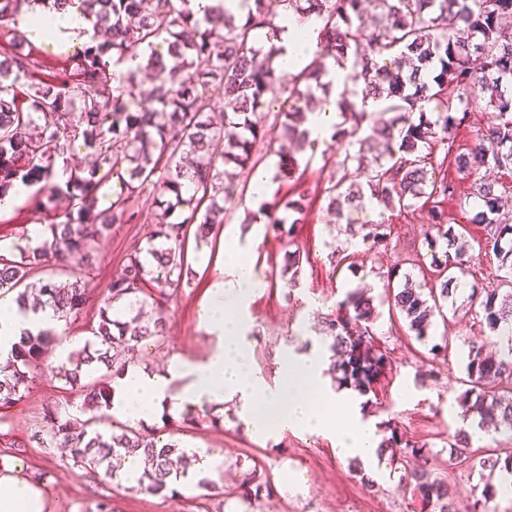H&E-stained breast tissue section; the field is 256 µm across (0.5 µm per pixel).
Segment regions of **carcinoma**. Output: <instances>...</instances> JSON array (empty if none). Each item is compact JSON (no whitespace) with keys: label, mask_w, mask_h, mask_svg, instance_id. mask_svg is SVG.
I'll return each mask as SVG.
<instances>
[{"label":"carcinoma","mask_w":512,"mask_h":512,"mask_svg":"<svg viewBox=\"0 0 512 512\" xmlns=\"http://www.w3.org/2000/svg\"><path fill=\"white\" fill-rule=\"evenodd\" d=\"M69 0H0V27L12 32L16 50L0 59V197L21 182L37 187L38 208L53 217L44 225L46 239L35 248L18 246L0 254V290L22 288L18 301L29 295L66 318L78 315L91 296L93 254L115 224L138 219L135 201L147 189L157 195L159 217L153 237L135 247L122 270L112 278L109 295L99 307L97 327L91 338L67 361L47 363L51 331L27 333L12 351L11 369H0V406L20 400L30 382V369L45 367L69 390L82 396L79 415L61 416L54 408L44 411L43 447L70 450L73 464L91 471L105 468L115 480L123 458L140 453L145 466L137 489L176 497L170 486L187 475L190 458L180 442H160L143 428L123 426L120 432L100 428L112 400L111 379L126 370L124 355L132 343L160 336L165 326V306L155 305L153 320L128 333L129 322L112 317L113 305L128 302L140 310L157 295L169 302L189 285L185 245L208 242L214 228L224 223V203L234 196V181L226 167L254 170L259 158L256 143L265 132L252 116L261 111L267 97L288 94L290 109L280 114V137L306 143L301 129L312 97V87L328 89L322 81L325 59L350 68L348 78L362 84L361 102L348 90L336 101L343 121L336 134L347 141L344 152L324 159L338 179L325 189L327 211L344 217V210L369 202L381 212L425 207L427 237L441 250L431 255L436 280L428 293L409 278L393 289L399 270L387 272L386 293L408 322L415 338L425 342L432 319L443 315L448 300L466 276L474 260L461 232L448 223L442 201L454 195V184L444 175L431 180L428 168H443L455 149L452 130L468 114L491 109L495 121L478 134L473 145L454 155L457 171L468 175L481 169H512V29L503 20L512 17V0H373L379 17L372 26L364 17L365 0H282L284 11L315 17L321 23V50L293 77L274 65L279 48L253 45L255 32L275 38V18L265 0H253L254 8L241 21L223 3L201 18L191 0H82L87 17L106 38L74 57L68 77L46 84L34 81L38 62L24 52L27 41L19 21L27 9L61 8ZM168 44V57L156 53V41ZM135 46L148 52L143 68L168 74L141 98L137 78L128 76L112 87L109 53L122 58ZM386 52L390 61L378 64L375 56ZM457 91L444 96L448 85ZM27 87L24 100L15 88ZM217 90L223 120L211 117L208 88ZM383 103V119L372 124L365 109L367 99ZM436 102L433 112L426 104ZM82 137L94 158L87 169L67 161L71 139ZM376 153V166L363 170L365 153ZM66 180H56L57 170ZM125 186L109 208L98 209L99 187L109 178ZM365 181H360V178ZM473 197L484 203L471 222L488 228L486 247L507 269L501 283L506 288H470L471 306L480 327L499 336L512 333V223L502 218L495 184L475 180ZM285 215H279V210ZM269 226L292 235L306 218V195L289 198L283 205L263 207ZM363 240L384 245L390 226H363ZM303 251L289 241L284 251L281 276L294 287L302 266ZM47 266L67 277L33 280ZM373 300L353 291L335 311L322 318L319 333L330 340L329 349L340 373L338 383L365 396L373 391L389 361L372 338ZM469 388L463 393L467 411L485 425L503 424L512 429V389L503 380L512 376V361L488 353L472 343L466 366ZM383 448H401L417 456L423 449L405 440L397 429L382 441ZM454 460L485 470L500 468L512 474V456L475 455L466 432L454 435ZM420 512H494L496 490L490 485L464 504L448 482L421 468L405 472ZM270 477L257 470L244 475L237 499L240 512H252L261 499L273 497Z\"/></svg>","instance_id":"cac0c4a2"}]
</instances>
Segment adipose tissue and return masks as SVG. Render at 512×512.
Listing matches in <instances>:
<instances>
[{
  "mask_svg": "<svg viewBox=\"0 0 512 512\" xmlns=\"http://www.w3.org/2000/svg\"><path fill=\"white\" fill-rule=\"evenodd\" d=\"M34 39L56 49L95 46V29L82 0H71L62 11H36L25 17ZM319 26L314 19L289 16L280 23L276 46L279 70L299 72L320 48ZM224 276L211 286L201 313L216 345L201 361L173 357L165 372L152 374L126 369L112 396L110 412L130 422L149 421L159 408L235 405L238 417L253 437L267 440L297 430L335 437L338 451L377 470L381 436L373 419L364 416L351 389L332 383L329 355L318 345L287 352L277 383H269L250 362V327L244 313L249 298L262 288L255 273L253 253L238 237L224 241ZM61 327L52 309L24 308L15 293L0 295V362L24 333ZM41 485L19 469L0 468V512H44Z\"/></svg>",
  "mask_w": 512,
  "mask_h": 512,
  "instance_id": "1",
  "label": "adipose tissue"
}]
</instances>
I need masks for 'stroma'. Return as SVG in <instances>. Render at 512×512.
<instances>
[{
	"label": "stroma",
	"instance_id": "stroma-1",
	"mask_svg": "<svg viewBox=\"0 0 512 512\" xmlns=\"http://www.w3.org/2000/svg\"><path fill=\"white\" fill-rule=\"evenodd\" d=\"M285 96L268 100L254 116L266 132L257 143L261 170L277 167L279 158L267 154L268 140L278 138L277 113L286 111ZM345 141H330L291 149L290 154L306 171L302 182L288 177L273 180L265 202L287 200L306 192L310 207L306 220L297 227L298 243L305 258L297 287L287 278L274 275L282 259L286 239L265 224L245 223L246 197L251 196L254 176L246 172L236 179L242 192L229 214V223L218 226L208 244L187 246V262L195 271L192 285L182 288L169 303L164 335L137 344L131 363L147 372L164 370L173 356L205 359L215 346L201 318V306L211 284L221 275L224 235L235 232L254 238L256 268L265 282L248 302L252 323L250 349L252 366L268 379H275L279 361L286 350L323 343L317 329L318 313L334 310L347 293L369 288L376 319L375 343L386 351L391 369L380 378L361 408L379 427L396 426L405 438L423 446L438 477L448 481L460 501L480 494L485 479L479 470L454 464L450 459L452 436L470 430L462 412L460 396L466 390V364L469 340L486 341L490 350L503 353L500 337H484L479 326L463 317L468 290L460 289L443 305L444 318L435 319L429 343H444L448 349L433 359L428 345L417 341L398 310L389 307L383 284L393 266H400L414 282H422L430 272V250L425 242L427 226L420 211L381 213L373 204L346 211L341 224L329 223L325 190L333 170L324 157L344 150ZM455 194L445 207L452 225L463 227L476 257L470 276L487 283L500 272L499 261L486 250L487 227L473 223L480 203L471 199V177L454 174ZM140 219L134 224H117L98 246L96 268L90 286L93 298L78 318L68 320L66 333L88 336L98 321V302L108 294L112 278L120 272L134 244H145L156 224L158 206L153 193H143L135 205ZM48 216L32 199H24L12 209L0 212V237L22 239L31 225L47 224ZM386 223L391 228L387 245L375 246L359 234L362 225ZM342 251L345 260L332 263V250ZM319 304L318 313L307 309V298ZM33 381L16 403L0 408V460L20 466L24 475L43 486L45 512H96L100 500H108L112 512H235L238 485L243 472L258 469L267 474L274 487L273 498L257 503L254 512H410L412 493L402 476L406 468L416 467L417 459H384L380 475H373L362 463L341 457L336 441L328 435L288 432L282 437L262 441L250 436L232 407L222 405V421L211 425L197 419L173 427L164 413L150 420L149 426L164 437H176L187 448H206L212 456L211 477L223 486V496L209 495L195 484L182 486L177 498L155 496L131 489L74 466L63 448H46L37 440L44 425L45 408L59 414L76 413L81 399L64 390L61 380L42 369H34Z\"/></svg>",
	"mask_w": 512,
	"mask_h": 512
}]
</instances>
